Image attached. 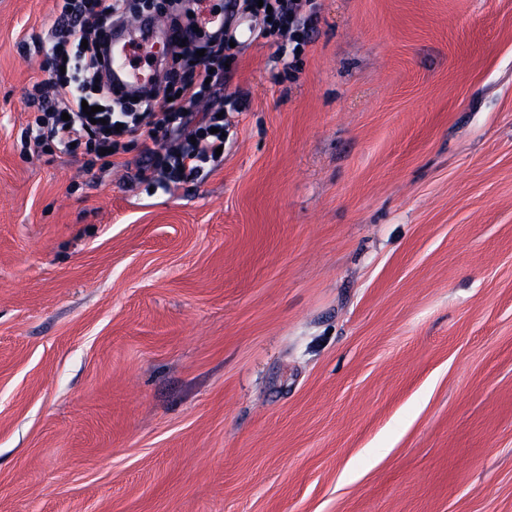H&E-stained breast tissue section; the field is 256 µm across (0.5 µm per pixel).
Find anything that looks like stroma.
<instances>
[{
  "label": "stroma",
  "instance_id": "obj_1",
  "mask_svg": "<svg viewBox=\"0 0 512 512\" xmlns=\"http://www.w3.org/2000/svg\"><path fill=\"white\" fill-rule=\"evenodd\" d=\"M313 2L169 190L22 151L0 0V512H512V0Z\"/></svg>",
  "mask_w": 512,
  "mask_h": 512
}]
</instances>
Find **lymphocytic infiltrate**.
<instances>
[{
	"mask_svg": "<svg viewBox=\"0 0 512 512\" xmlns=\"http://www.w3.org/2000/svg\"><path fill=\"white\" fill-rule=\"evenodd\" d=\"M272 9L268 30L289 33L293 48H305L307 36L295 22L310 0H235L242 16L258 17L263 6ZM132 0H57L56 16L48 38L35 41L36 51L45 57V79L36 81L29 94L31 112L27 128L34 144L70 148L110 149L119 156L127 144L140 148L141 180L162 176L177 186L202 179L205 170H217L223 163L215 151L223 146V119L217 112L196 111V104L216 94L224 81V58L236 36L232 29L209 33L181 21L183 0H155L156 15L169 17L176 40L171 55L176 68L167 70L151 95L144 100L113 98L103 83L100 58L104 28L114 15L133 9ZM97 95H90V86ZM101 109V120L92 123L84 106Z\"/></svg>",
	"mask_w": 512,
	"mask_h": 512,
	"instance_id": "1",
	"label": "lymphocytic infiltrate"
}]
</instances>
